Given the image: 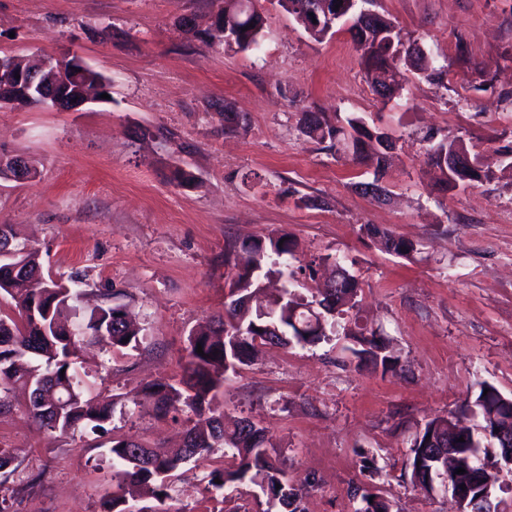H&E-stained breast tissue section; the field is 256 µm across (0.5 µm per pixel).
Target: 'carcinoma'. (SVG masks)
Returning a JSON list of instances; mask_svg holds the SVG:
<instances>
[{
  "label": "carcinoma",
  "mask_w": 512,
  "mask_h": 512,
  "mask_svg": "<svg viewBox=\"0 0 512 512\" xmlns=\"http://www.w3.org/2000/svg\"><path fill=\"white\" fill-rule=\"evenodd\" d=\"M343 2L347 3L344 15L350 16L351 29L365 31L367 40L376 45V50L368 56L362 41L353 36L373 93H378V87L384 85L382 74L401 63L428 81L444 82L447 69L414 52L416 41L404 38L388 18L374 13L372 23L364 26L362 14L353 13L350 0ZM263 26L264 18L257 8L239 12L232 7V0H224V27L235 34L236 50L256 48ZM81 83L103 94L110 87V80L98 71L82 76ZM302 124L306 136L351 156L352 161L372 160L374 177L386 174V155L391 145L384 143L381 129L367 126L357 116L330 118L313 112L304 114ZM246 126L244 116L224 107V131L238 132ZM424 141L429 143L426 164L435 171L443 190L453 191L460 185L489 178L480 168L477 155L470 153L463 141L436 142L431 135L424 137ZM454 154L470 157L469 173L448 174V158ZM361 230L384 251L399 258L415 261L421 254L419 244L399 238L386 228L364 224ZM14 237L12 225L0 224V249L8 247L14 253L12 263H0V295L10 296L15 308L12 315L0 313V384H18L29 390V414L44 428L66 433L84 422L94 430L103 431L112 416L114 401L103 398L93 406L84 398L77 370L78 352L87 342L101 344L114 352L137 349L145 340L142 329L128 320L125 305L112 300L87 314L80 313L77 302L82 295L78 289L81 278L75 275L63 280L44 272L35 253L12 244ZM296 247L295 239L287 233L228 245L224 264L232 268L226 315L190 334L187 367L179 381L152 382L144 388L141 397L163 414L185 406L196 413L198 420L186 429L181 445L162 452L133 440H112V497L104 502L103 512H145L143 508L134 511L128 505L124 485H139L160 501L168 497L173 472L191 458L216 448L232 450L239 463L234 469L213 470L209 486L221 490L228 483H249L266 496L265 512L274 508L277 512H306L303 491L311 480L306 478L295 484L288 479L270 453L271 445L262 429L248 437L242 436L241 425L250 420L242 419L227 429L224 416L206 415V406L223 386L226 373L251 361L258 344L282 347L292 342L314 344L341 331L352 342L346 350L357 359L358 366L383 375L400 366V356L386 344L376 342V331L361 321L357 310L359 281L337 259L334 260L337 285L316 289L309 300L291 290L285 299L279 293L264 294L260 288L263 279L274 273L283 275L277 266L293 255ZM245 295L253 296L251 310L232 307V303ZM315 302L329 303L335 315L322 323L312 320L303 308ZM199 345L203 350L201 355L197 353ZM479 425L512 429V397L503 395L487 382L480 383L474 398L464 400L456 411L430 419L414 434L408 463L411 483H416L423 470L442 468L433 453L422 450L424 445L431 444V439L440 436L463 438L457 444L456 458L448 462V477H454L455 470L463 468L497 482L496 462L487 451L479 452L472 447L471 428ZM353 498L359 501L355 512H392L390 501L360 487L353 490Z\"/></svg>",
  "instance_id": "carcinoma-1"
}]
</instances>
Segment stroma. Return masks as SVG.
I'll list each match as a JSON object with an SVG mask.
<instances>
[{
	"label": "stroma",
	"instance_id": "1",
	"mask_svg": "<svg viewBox=\"0 0 512 512\" xmlns=\"http://www.w3.org/2000/svg\"><path fill=\"white\" fill-rule=\"evenodd\" d=\"M218 0H0V54L81 56L112 82L109 101L80 112L0 107V153L33 178L0 179V224L54 276L79 271L90 303L120 293L146 340L117 353L85 351L91 394L113 397L105 431L40 428L21 389L0 411V449L14 458L6 486L16 512H101L112 490L110 442L159 450L195 421L189 408L159 414L135 398L180 378L192 330L224 311L228 244L277 231L298 243L293 289L310 296L343 258L358 277L360 316L400 354L396 373L356 369L343 337L312 346L260 347L228 373L211 402L225 423L262 428L290 480L311 479L306 512H354L353 487L394 512H450L409 481V437L454 411L480 382L512 396V0H376L375 8L435 64L444 84L399 73V92L377 99L345 25L313 40L278 0L259 50L233 52L209 35ZM466 55H459L458 45ZM249 119L224 130V106ZM361 117L395 143L375 202L359 183L372 163L337 158L300 131L303 112ZM463 140L489 180L440 191L425 164V135ZM181 168L190 185L172 183ZM373 224L421 244L410 263L361 230ZM376 471H368L365 458ZM238 463L217 448L179 470L170 496L139 497L153 512H264L257 488H208ZM38 483L24 486L30 477Z\"/></svg>",
	"mask_w": 512,
	"mask_h": 512
}]
</instances>
